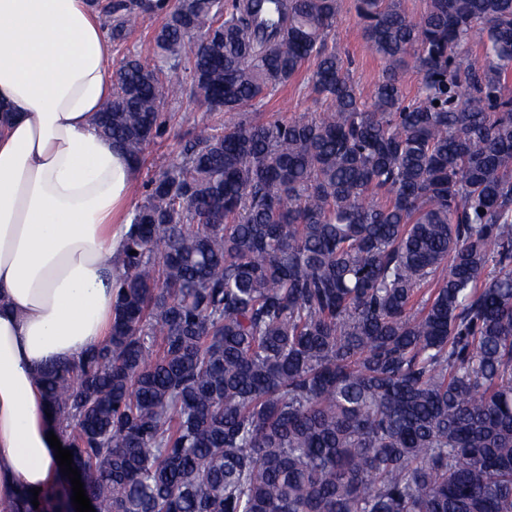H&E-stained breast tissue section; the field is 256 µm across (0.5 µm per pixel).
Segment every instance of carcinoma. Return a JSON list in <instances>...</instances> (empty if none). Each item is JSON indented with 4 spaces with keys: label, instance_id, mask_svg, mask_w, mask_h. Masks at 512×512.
<instances>
[{
    "label": "carcinoma",
    "instance_id": "carcinoma-1",
    "mask_svg": "<svg viewBox=\"0 0 512 512\" xmlns=\"http://www.w3.org/2000/svg\"><path fill=\"white\" fill-rule=\"evenodd\" d=\"M91 6L115 47L159 8ZM356 10L367 93L338 0H174L119 62L97 126L138 163L184 96L307 66L322 115L205 127L147 183L109 341L40 373L96 512H512V0ZM339 21L329 36L330 44L347 58L350 78L368 91L381 78L385 63L368 47L363 36V21L356 12V0H339ZM160 17H143L136 21L132 29L127 47L131 50L141 51L142 54H147L151 51V45L148 40V35L158 27Z\"/></svg>",
    "mask_w": 512,
    "mask_h": 512
}]
</instances>
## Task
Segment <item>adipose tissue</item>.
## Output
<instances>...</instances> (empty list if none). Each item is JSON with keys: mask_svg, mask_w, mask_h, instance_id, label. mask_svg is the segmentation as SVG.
<instances>
[{"mask_svg": "<svg viewBox=\"0 0 512 512\" xmlns=\"http://www.w3.org/2000/svg\"><path fill=\"white\" fill-rule=\"evenodd\" d=\"M113 75L87 0H0V512L58 466L40 369L110 334L137 173L94 122Z\"/></svg>", "mask_w": 512, "mask_h": 512, "instance_id": "ef3b65f1", "label": "adipose tissue"}]
</instances>
